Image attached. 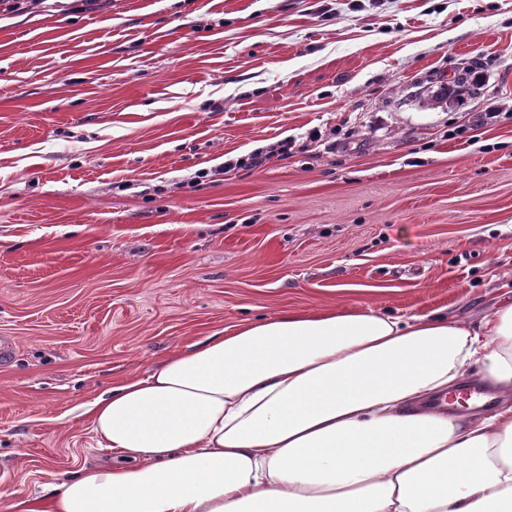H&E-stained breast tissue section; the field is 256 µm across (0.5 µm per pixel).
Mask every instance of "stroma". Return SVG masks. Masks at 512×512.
I'll return each instance as SVG.
<instances>
[{
	"mask_svg": "<svg viewBox=\"0 0 512 512\" xmlns=\"http://www.w3.org/2000/svg\"><path fill=\"white\" fill-rule=\"evenodd\" d=\"M99 2L0 14V512L106 456L112 384L242 320L476 323L512 281V0ZM294 147V142L290 139L278 140L261 149L252 152L247 158H237L225 161L224 168L232 169L242 166L261 167L272 158L286 159Z\"/></svg>",
	"mask_w": 512,
	"mask_h": 512,
	"instance_id": "35a3bbf8",
	"label": "stroma"
}]
</instances>
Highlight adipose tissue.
I'll return each mask as SVG.
<instances>
[{"label": "adipose tissue", "mask_w": 512, "mask_h": 512, "mask_svg": "<svg viewBox=\"0 0 512 512\" xmlns=\"http://www.w3.org/2000/svg\"><path fill=\"white\" fill-rule=\"evenodd\" d=\"M471 377L494 409L428 407ZM88 413L110 461L21 512H512V290L476 324L363 307L244 320Z\"/></svg>", "instance_id": "ef3b65f1"}]
</instances>
